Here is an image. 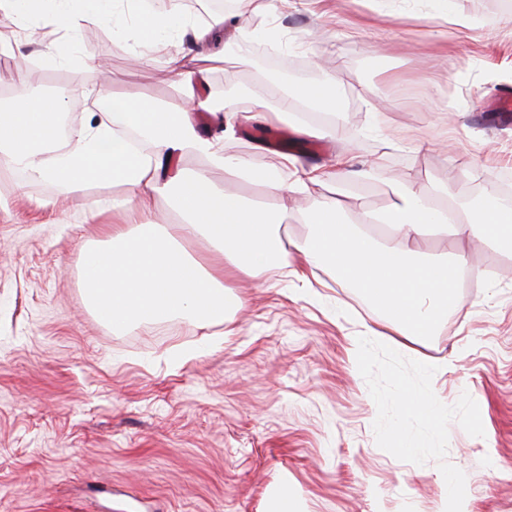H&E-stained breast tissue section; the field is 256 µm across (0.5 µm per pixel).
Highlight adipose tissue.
<instances>
[{"label": "adipose tissue", "mask_w": 512, "mask_h": 512, "mask_svg": "<svg viewBox=\"0 0 512 512\" xmlns=\"http://www.w3.org/2000/svg\"><path fill=\"white\" fill-rule=\"evenodd\" d=\"M119 17L133 30L134 49L142 60L166 49L169 69L183 83L179 102L169 108L146 107L131 96H116L111 111L71 129L64 139L57 132L64 109L61 98H35L20 84L12 104L0 109L1 170L23 171L68 198L90 184L120 186L125 190L122 210L150 214L165 198L178 215L171 230L158 224L109 225L104 244L85 249L82 286L101 321L115 328L183 315L220 321L225 280L271 270L288 276L301 266L326 265L337 280L360 288L386 312L399 335L427 334L447 314L459 276L471 271L464 256L426 251L429 239L438 234L478 237L512 249V217L506 206L485 203L459 218L409 177L396 186L385 212L365 213L349 224L341 221L335 200L310 205L303 214L306 235L289 248L272 209L247 203L214 184L205 171L179 168L178 159L193 154L235 177L253 172L247 158L225 151L240 120L235 94L214 107L202 95L208 71L190 68L181 48L188 35L197 54L217 58L212 44L221 34L246 47L270 32L251 19L222 13L200 22L176 2L166 10H138L132 0H0V45L22 34L43 43L46 58L75 63V51L63 52L57 43L44 42L45 30L75 35L86 25L100 26ZM311 105L335 112V89L300 86L272 99L263 94L253 98L254 112L267 122L287 121ZM216 109L222 112V130L213 134L201 128L197 117ZM130 130L148 145L147 153L131 148L126 137ZM358 175L345 154L329 167L288 157L282 174L262 177L261 183L266 197L276 201L288 194L305 195L318 183L339 187ZM179 231L208 242L211 259L224 264L223 273L208 270L209 259L192 257L179 245Z\"/></svg>", "instance_id": "obj_1"}]
</instances>
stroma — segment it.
Returning a JSON list of instances; mask_svg holds the SVG:
<instances>
[{
  "label": "stroma",
  "instance_id": "stroma-1",
  "mask_svg": "<svg viewBox=\"0 0 512 512\" xmlns=\"http://www.w3.org/2000/svg\"><path fill=\"white\" fill-rule=\"evenodd\" d=\"M291 0L267 16L279 47L306 60L295 85L341 89L338 139L276 129L313 164L345 153L365 178L345 186L343 211L382 212L406 176L462 208L512 178V118L487 110L512 90V11L494 0ZM111 53L80 39L106 73L41 59L18 38L0 63V90L25 78L61 94L68 125L90 104L73 86L105 84L145 105L180 97L164 53L139 60L130 32L109 30ZM252 48L228 47L210 66L209 95L235 90L249 112L260 70ZM267 125L243 122L226 151L278 174L282 150ZM51 184L0 172V512H268L288 496L302 512H444L437 461H400L378 447L377 408L350 337L378 331L404 357L445 365L433 390L452 405L469 393L484 437L449 426L447 462L466 476L469 512H512V254L454 240L484 278L463 281L462 303L434 335L386 334L369 297L316 271L319 287L281 279L226 280L242 304L224 322L170 317L116 329L81 288L84 250L103 242L89 211L111 214L123 191L88 186L56 203Z\"/></svg>",
  "mask_w": 512,
  "mask_h": 512
}]
</instances>
